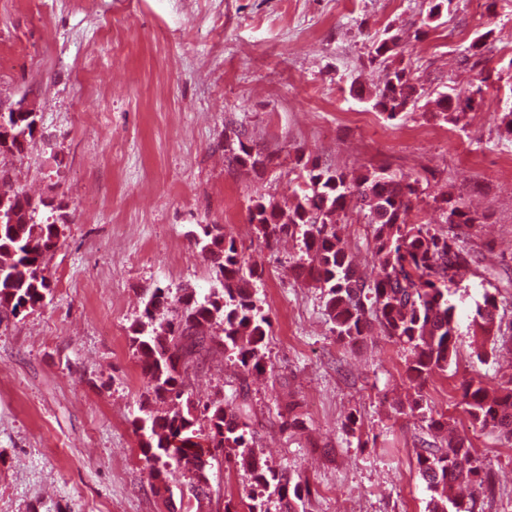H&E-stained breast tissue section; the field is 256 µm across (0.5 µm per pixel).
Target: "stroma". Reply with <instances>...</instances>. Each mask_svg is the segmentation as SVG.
Masks as SVG:
<instances>
[{"label": "stroma", "mask_w": 512, "mask_h": 512, "mask_svg": "<svg viewBox=\"0 0 512 512\" xmlns=\"http://www.w3.org/2000/svg\"><path fill=\"white\" fill-rule=\"evenodd\" d=\"M428 11L429 0H0V100L37 113L12 179L64 215L44 306L0 318V512H185L183 469L165 474L170 499L150 490L132 425L145 381L129 336L145 289L216 287L195 241L202 224L223 225L263 269L255 290L272 327L265 369L248 378L256 451L307 479L309 512H427L422 421L394 410L411 393L406 351L377 329L340 346L320 289L289 270L298 241L265 248L249 209L261 199L292 206L314 163L355 174L385 166L418 180L421 222L443 225L445 199L464 196L480 219L482 264L512 268V136L501 124L512 109V0ZM389 32L400 37L394 65L424 90L394 120L373 107L385 71L370 62ZM483 33L484 86L462 63ZM471 86L482 89L471 108L438 116L439 94ZM231 129L278 153V166L232 165ZM340 222L377 277L362 213L347 208ZM460 333L457 365L424 392L492 473L482 512H512V444L472 429L458 392L466 377L511 379L512 351L478 362L469 329ZM238 374L215 351L190 393L232 399ZM292 403L306 427L284 432L276 415ZM209 477L201 512H248L250 477L232 454L213 460Z\"/></svg>", "instance_id": "1"}]
</instances>
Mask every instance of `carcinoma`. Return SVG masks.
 I'll return each mask as SVG.
<instances>
[{
	"label": "carcinoma",
	"mask_w": 512,
	"mask_h": 512,
	"mask_svg": "<svg viewBox=\"0 0 512 512\" xmlns=\"http://www.w3.org/2000/svg\"><path fill=\"white\" fill-rule=\"evenodd\" d=\"M489 35L487 31L469 45L464 64L470 69L483 64ZM398 42L393 34L374 43L370 62H388ZM421 96L411 72L398 67L389 70L383 88L375 93L373 108L395 120ZM471 102L470 94L442 95L436 105L446 118L448 112L463 110ZM23 151L24 143L15 138L0 150V184L12 191L6 215L0 218V313L14 316L43 305L50 291L47 260L59 240L56 222L37 220L38 210L49 204L32 200L12 183L6 160ZM224 153L230 163L255 171L274 161L271 154L253 152L240 131L225 136ZM303 179L305 189L288 221H282V208L271 201L250 207V221L269 249L284 236L300 240L301 254L291 271L321 289L337 342L353 348L376 325L410 352L405 374L414 396L408 408L421 414L427 427L426 435L417 438L416 463L431 491L428 512H478L480 496L493 493L490 475L467 438L451 439L446 448L439 445L436 431L445 422L434 416L423 387L457 363L459 326L453 295L468 276L497 281L493 289H484L483 301L472 310V354L483 362L501 348H512V319L503 322L497 299L502 291L512 290V277H498L493 266L486 265L481 272L474 268L477 255L472 242L479 220L461 196L450 205L446 226L435 227L412 219L417 181L403 175L375 170L356 175L314 163ZM352 201L365 210L372 228L371 256L381 270L373 281L359 273L356 255L343 243L336 219ZM196 244L213 265L219 288L202 299L190 288L177 296L160 286L147 289L142 319L130 336L146 379L147 399L168 405L160 415L145 406L144 415L134 420L144 458L157 478L172 461L186 470L189 482L181 492L187 500L186 512H192V503L211 498V459L226 448L235 464L251 476L249 498L254 504L249 512H269L260 502L264 496L275 497L278 512H307L309 483L269 465L253 448L248 423L247 376L262 368L261 349L271 327L253 292V281L261 278L263 270L244 259L221 224L200 226ZM165 314V328L159 333L155 320ZM215 325L222 335L211 333ZM220 348L239 363L235 397L196 405L189 398L188 370L204 364ZM460 404L473 426L512 442V380L495 385L481 377L464 379ZM197 411L209 426L202 443L195 429Z\"/></svg>",
	"instance_id": "1"
}]
</instances>
